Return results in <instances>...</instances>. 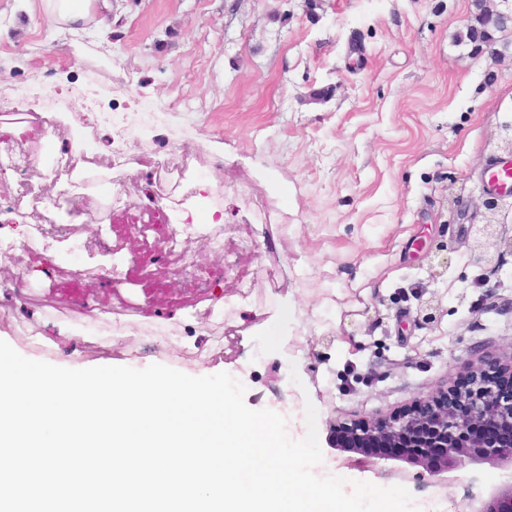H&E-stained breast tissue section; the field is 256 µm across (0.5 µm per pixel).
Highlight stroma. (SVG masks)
Masks as SVG:
<instances>
[{"instance_id":"obj_1","label":"stroma","mask_w":512,"mask_h":512,"mask_svg":"<svg viewBox=\"0 0 512 512\" xmlns=\"http://www.w3.org/2000/svg\"><path fill=\"white\" fill-rule=\"evenodd\" d=\"M112 2L110 28L71 29L49 24L34 0H0V95L20 102L32 83L92 81L103 102L139 100L126 115L136 156L126 170L102 171L89 191L64 175L33 182L43 204L32 223H73L74 236L25 251L21 216L0 213V242L15 246L0 277L27 272L0 305V340L67 368L230 373L248 407L287 416L295 440L313 404L324 461L416 498L464 505L500 484L488 464L441 481L356 460L330 440L336 423L452 385L464 360L512 352V254L475 263L470 224L448 221L449 186L478 182L493 160L486 135L512 114V53L455 42L472 0ZM159 135L196 159L195 182L224 189L223 246L201 236L178 246L216 284L152 259L145 193L170 224L183 205L209 209L155 179ZM116 181L127 185L119 210ZM87 191L102 207L79 220L73 202ZM131 219L137 264L114 231ZM429 299L426 321L417 312Z\"/></svg>"}]
</instances>
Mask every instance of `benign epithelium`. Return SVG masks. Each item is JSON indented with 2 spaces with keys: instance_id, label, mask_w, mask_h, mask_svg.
<instances>
[{
  "instance_id": "benign-epithelium-1",
  "label": "benign epithelium",
  "mask_w": 512,
  "mask_h": 512,
  "mask_svg": "<svg viewBox=\"0 0 512 512\" xmlns=\"http://www.w3.org/2000/svg\"><path fill=\"white\" fill-rule=\"evenodd\" d=\"M512 19V0H480L475 23L468 25L477 50L501 55L512 49V41L492 36ZM497 148L512 156V122L497 127ZM481 209L476 235L495 248L512 252V239L498 232L500 214L512 207V199L491 192L481 181L471 191ZM469 384L440 390L413 407L386 417L339 423L347 432L335 446L362 456L366 448H399L401 454L383 456L422 467L430 476L447 474L467 465L491 463L512 471V354L507 359L488 356L463 365ZM468 512H512V479L491 488L485 496L471 499Z\"/></svg>"
}]
</instances>
